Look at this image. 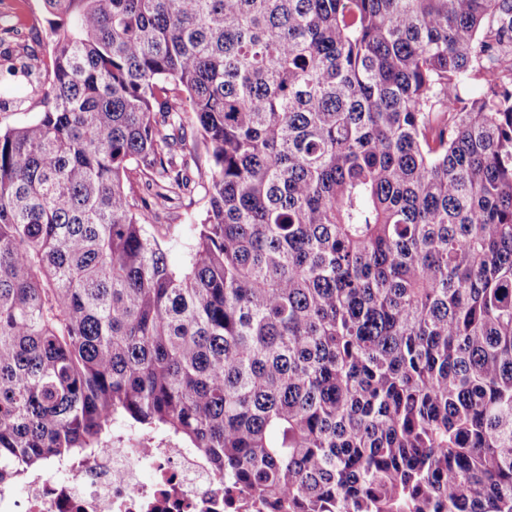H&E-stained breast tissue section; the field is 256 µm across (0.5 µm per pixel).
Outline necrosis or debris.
Segmentation results:
<instances>
[{"label":"necrosis or debris","instance_id":"necrosis-or-debris-1","mask_svg":"<svg viewBox=\"0 0 512 512\" xmlns=\"http://www.w3.org/2000/svg\"><path fill=\"white\" fill-rule=\"evenodd\" d=\"M150 480H143V473ZM23 500L0 488V512H231L206 459L185 448H126L32 475Z\"/></svg>","mask_w":512,"mask_h":512}]
</instances>
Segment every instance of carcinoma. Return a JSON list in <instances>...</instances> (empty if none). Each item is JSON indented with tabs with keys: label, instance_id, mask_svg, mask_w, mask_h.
<instances>
[{
	"label": "carcinoma",
	"instance_id": "carcinoma-1",
	"mask_svg": "<svg viewBox=\"0 0 512 512\" xmlns=\"http://www.w3.org/2000/svg\"><path fill=\"white\" fill-rule=\"evenodd\" d=\"M42 2V110L0 128V483L122 420L250 512H512V0ZM207 206L205 191L198 188L191 202L185 199L181 204L169 205L168 209L160 213L159 221L166 233L165 240L172 265L181 266L185 263L187 246L193 236L194 227L199 224Z\"/></svg>",
	"mask_w": 512,
	"mask_h": 512
}]
</instances>
